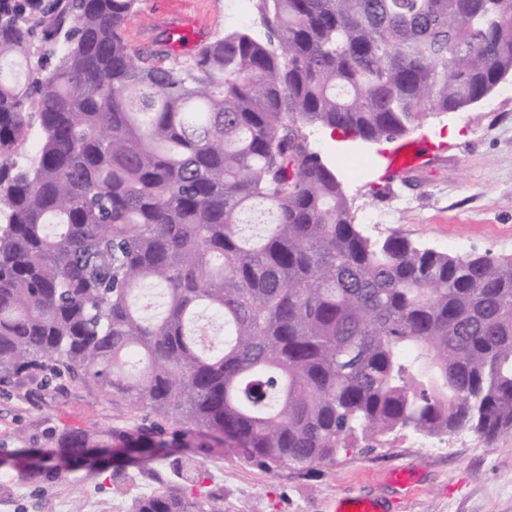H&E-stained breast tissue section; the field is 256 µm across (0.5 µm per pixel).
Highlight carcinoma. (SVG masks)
Wrapping results in <instances>:
<instances>
[{
    "instance_id": "1",
    "label": "carcinoma",
    "mask_w": 512,
    "mask_h": 512,
    "mask_svg": "<svg viewBox=\"0 0 512 512\" xmlns=\"http://www.w3.org/2000/svg\"><path fill=\"white\" fill-rule=\"evenodd\" d=\"M254 2L260 29L165 67L125 40L142 0H0V383L50 366L299 474L512 431V257L365 233L306 133L398 142L479 102L512 74V0ZM158 434L68 431L17 472ZM203 482L134 512H223Z\"/></svg>"
}]
</instances>
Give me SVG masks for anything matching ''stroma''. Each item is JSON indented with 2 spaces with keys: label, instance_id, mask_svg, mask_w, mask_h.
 I'll return each instance as SVG.
<instances>
[{
  "label": "stroma",
  "instance_id": "35a3bbf8",
  "mask_svg": "<svg viewBox=\"0 0 512 512\" xmlns=\"http://www.w3.org/2000/svg\"><path fill=\"white\" fill-rule=\"evenodd\" d=\"M241 0H189L199 39L236 27ZM167 20L140 8L125 24L132 49H158ZM461 127L462 138L441 141L409 179L385 178L387 150L356 142L341 149L324 129L309 141L333 167L366 233L397 234L417 244L468 255H512V78L486 98L429 118L417 138ZM157 424L174 450L146 461L112 460V479L85 469L31 481L9 464L22 448H52L70 429L130 430ZM0 512H132L142 496L180 484L187 460L206 472L224 512H336L339 500L360 494L384 501L387 512H512V433L485 442L469 433L426 438L392 436L371 448H342L331 463L308 472H270L240 461L223 446L204 444L182 425L115 405L97 391L60 378L43 384L0 385ZM397 468L415 481L388 480Z\"/></svg>",
  "mask_w": 512,
  "mask_h": 512
}]
</instances>
